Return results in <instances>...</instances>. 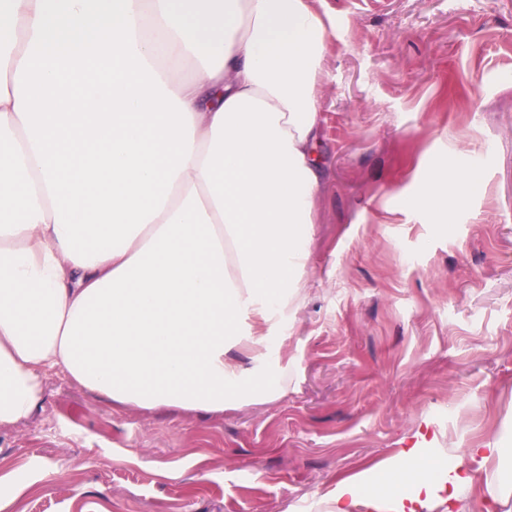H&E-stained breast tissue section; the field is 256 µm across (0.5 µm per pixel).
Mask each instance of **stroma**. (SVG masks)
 Returning a JSON list of instances; mask_svg holds the SVG:
<instances>
[{
  "label": "stroma",
  "mask_w": 512,
  "mask_h": 512,
  "mask_svg": "<svg viewBox=\"0 0 512 512\" xmlns=\"http://www.w3.org/2000/svg\"><path fill=\"white\" fill-rule=\"evenodd\" d=\"M318 8L325 181L279 331L286 392L141 412L48 375L0 429L7 512H310L416 436L434 456L512 440V0ZM443 155L481 188L434 224L419 200Z\"/></svg>",
  "instance_id": "1"
}]
</instances>
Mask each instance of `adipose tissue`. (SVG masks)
<instances>
[{
	"instance_id": "ef3b65f1",
	"label": "adipose tissue",
	"mask_w": 512,
	"mask_h": 512,
	"mask_svg": "<svg viewBox=\"0 0 512 512\" xmlns=\"http://www.w3.org/2000/svg\"><path fill=\"white\" fill-rule=\"evenodd\" d=\"M315 0H0V428L48 373L117 407L276 399L323 178ZM193 62L190 76L180 74ZM477 175L431 181L432 223ZM512 503V448L339 479L335 512Z\"/></svg>"
}]
</instances>
